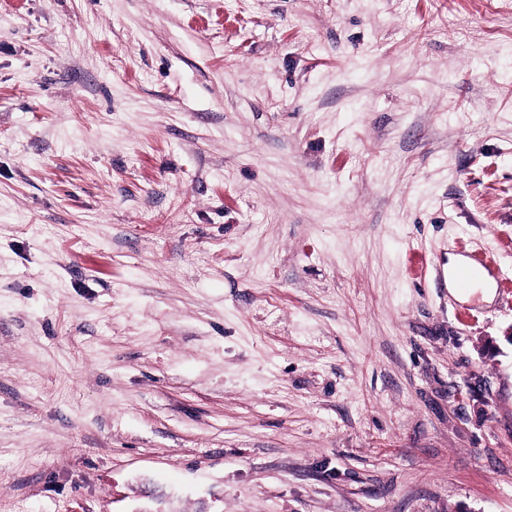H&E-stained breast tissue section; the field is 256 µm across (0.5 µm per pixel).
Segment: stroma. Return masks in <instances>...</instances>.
I'll use <instances>...</instances> for the list:
<instances>
[{
  "label": "stroma",
  "mask_w": 512,
  "mask_h": 512,
  "mask_svg": "<svg viewBox=\"0 0 512 512\" xmlns=\"http://www.w3.org/2000/svg\"><path fill=\"white\" fill-rule=\"evenodd\" d=\"M151 491L512 512V0H0V512ZM494 261L490 256L482 252H475L470 257L467 274L458 283L459 288L463 290L469 289L470 281L485 277L492 270Z\"/></svg>",
  "instance_id": "1"
}]
</instances>
